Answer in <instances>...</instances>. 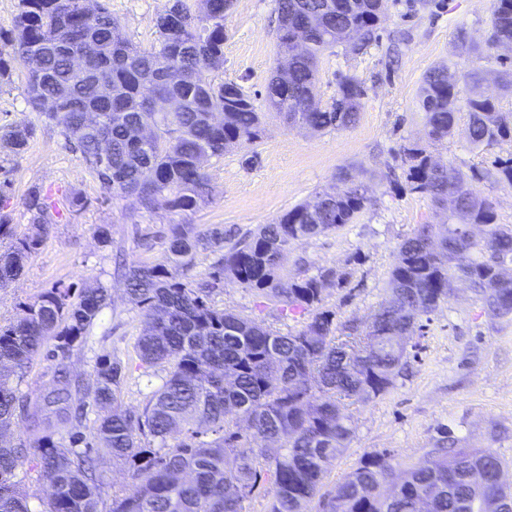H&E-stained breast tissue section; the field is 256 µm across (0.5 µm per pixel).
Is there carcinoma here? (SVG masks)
<instances>
[{"mask_svg": "<svg viewBox=\"0 0 512 512\" xmlns=\"http://www.w3.org/2000/svg\"><path fill=\"white\" fill-rule=\"evenodd\" d=\"M194 11L187 0H166L155 16L157 45L135 47L120 33L107 8L90 0H19L13 28L0 31V83L17 64L26 67L25 101L59 127L90 173L114 197L140 210L164 209L184 217L211 200V178L199 159H219L260 137L269 115L313 130L348 128L358 119L364 89L354 78L338 83L326 107L318 97L320 56L346 43L360 53L377 40L388 0H274L278 46L295 32L308 34L306 54L282 79L272 72L263 102L234 80L214 82L207 72L224 69V18L233 0H205ZM488 46L512 41V0H491ZM39 64L28 66L30 55ZM112 97L99 94V84ZM169 97L174 112L150 103ZM428 141L453 134L460 111L458 76L447 65L430 70L419 89ZM468 138L479 147L512 141V118L481 94L464 102ZM96 122L89 123L85 114ZM155 129L152 142L141 127ZM33 135L25 124L0 126V147L21 154ZM412 190L448 208L440 239L435 225L420 224L399 243L388 282V299L373 315L387 330L411 328L448 301V278L463 277L476 300L512 315V228L495 223L492 204L473 194L469 177L433 162L427 147L404 149ZM11 170L0 165V285L20 279L48 233L53 216L37 187L23 199L30 232L11 231L7 191ZM343 186L324 191L322 208L298 205L277 221L261 224L230 247L231 231L213 224L202 231L172 221L165 239L168 264L133 265L124 274L125 294L142 313L135 350L147 368L166 375L150 386L140 410L120 401L123 362L97 357L92 383L73 382L65 360L85 342L109 304L102 285L53 288L22 305V316L0 323V512H246V503L268 499L266 512H512V483L501 479L506 463L481 448H439L423 462L399 468L388 452L369 454L320 494L329 465L354 434L344 400L368 402L386 393L407 350H372L368 332L335 335L333 313L322 309L331 279L346 271L280 274L288 248L354 223L370 201L358 176L344 173ZM483 227L476 239L468 226ZM200 249L222 252L208 279L193 283L188 271ZM228 283L259 291L282 314L305 318L283 333L264 320L219 308L213 296ZM54 344L59 362L52 385L35 402L33 415L73 422L79 402L98 410L89 434L76 431L64 445L32 433L15 442L10 430L28 407L20 386L43 349ZM282 439L276 455L263 447ZM103 448L123 467L128 484L108 483L91 457ZM473 474L484 477L477 493ZM43 483L48 495L29 493Z\"/></svg>", "mask_w": 512, "mask_h": 512, "instance_id": "obj_1", "label": "carcinoma"}]
</instances>
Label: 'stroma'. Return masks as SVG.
I'll return each instance as SVG.
<instances>
[{"instance_id": "1", "label": "stroma", "mask_w": 512, "mask_h": 512, "mask_svg": "<svg viewBox=\"0 0 512 512\" xmlns=\"http://www.w3.org/2000/svg\"><path fill=\"white\" fill-rule=\"evenodd\" d=\"M102 2L119 20L124 37L143 50L156 45L154 18L165 0ZM490 8L491 0H389L375 44L360 54L340 45L319 62L321 104L331 103L343 77L363 85L356 124L313 132L267 119L259 140L208 162L213 200L191 215V223L200 229L221 224L243 234L313 202L318 192L337 184L342 171L358 172L370 201L355 222L293 243L281 274L289 278L301 268L313 274L349 271L346 284L326 288L322 306L333 312L336 329L365 327L387 296L401 240L417 225L447 220L446 211L436 209L430 197L410 190L401 159L405 146L427 141L418 104L426 73L450 60L458 73L480 70L484 95L495 99L500 111L512 113V89L501 84L512 78V47L487 49ZM276 27L273 0H234L224 20L225 77L263 93L277 59ZM462 29L471 43L484 46V53L459 52ZM25 83L26 70L18 65L10 83L0 86V126L27 123L35 128L21 156L0 153V165L12 170L11 224L16 234L28 233L23 198L34 187L48 195L56 219L25 274L0 287V320L19 317L20 302L58 285L99 283L109 288L111 301L88 343L73 351L68 370L88 382L97 356L118 355L128 367L122 403L142 408L148 391L134 351L142 318L125 296L120 274L134 264L165 263L164 235L172 217L162 209L139 210L129 200L107 194L78 154L64 148L44 116L28 107ZM468 123L467 112H459L453 137L430 152L437 162L471 174L474 192L492 203L497 223L512 226V186L492 178L499 162L512 157V141L472 148ZM249 156L254 159L250 166L244 163ZM76 194L87 202L79 211L70 204ZM102 226L108 228L109 240L101 239ZM450 288L447 303L425 322L393 387L351 406L354 436L330 465L323 492L333 490L365 454L387 451L407 467L451 442L496 452L508 464L505 477L512 482V316L493 315L463 281L453 280ZM214 302L284 333L303 326L278 317L274 307H261L257 291L235 284L227 285Z\"/></svg>"}]
</instances>
